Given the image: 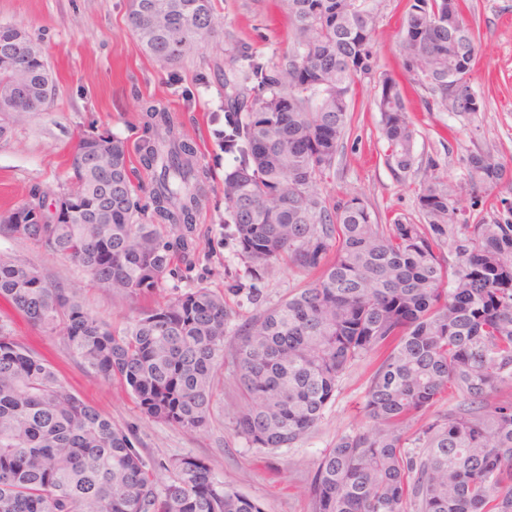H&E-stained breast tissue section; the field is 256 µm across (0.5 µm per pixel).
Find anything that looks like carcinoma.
<instances>
[{
	"label": "carcinoma",
	"mask_w": 512,
	"mask_h": 512,
	"mask_svg": "<svg viewBox=\"0 0 512 512\" xmlns=\"http://www.w3.org/2000/svg\"><path fill=\"white\" fill-rule=\"evenodd\" d=\"M292 47L269 65L238 54L233 121L218 132L236 158L224 201L243 254L256 267L286 262L319 276L238 329L236 379L245 409L236 433L258 448H290L322 418L356 361L381 359L364 409L373 425L342 436L317 463L311 512H512V223L459 210L453 187L424 170L420 223L380 224L356 196L334 201L318 183L336 160L349 124L351 87L369 69L376 0H283ZM129 21L144 52L172 65L216 34L212 0H129ZM26 72L0 59V112L22 77L41 83L40 43ZM405 71L425 87L428 109L473 114L455 93L469 82L478 47L459 0H413L402 28ZM424 61L429 73H413ZM386 164L398 179L414 172L415 132L398 75L384 72L375 101ZM151 132L139 156L152 173V215L141 219L125 142L112 137V171L86 165L85 134L71 156L72 182L43 211L44 197L0 215V234L26 239L86 271L102 291L134 295L171 265L176 224L190 226L208 173L176 117L142 106ZM476 184L506 173L485 152L468 157ZM104 215L109 223L96 224ZM0 299L52 330L87 372L118 378L143 414L186 431L210 417L224 362V298L193 288L141 312L121 332L91 317L38 267L0 258ZM445 392L456 399L428 420L413 443L406 428ZM158 484L129 435L77 397L46 359L0 325V512H262L185 455Z\"/></svg>",
	"instance_id": "cac0c4a2"
}]
</instances>
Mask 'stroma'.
<instances>
[{"label": "stroma", "instance_id": "35a3bbf8", "mask_svg": "<svg viewBox=\"0 0 512 512\" xmlns=\"http://www.w3.org/2000/svg\"><path fill=\"white\" fill-rule=\"evenodd\" d=\"M410 4L380 0L371 69L352 87L351 124L329 177L320 185L330 198L362 197L383 224L397 217H419L422 175L415 172L401 180L392 173L384 159L375 106L381 73L402 69L401 26ZM213 6L217 35L212 43L165 67L141 50L128 20V0H0V24L22 29L41 44L55 81L46 111L4 121L0 212L27 201L35 190L54 196L68 177V161L80 134L107 131L124 139L130 153H138L144 139L143 102L154 101L175 112L182 131L196 143L208 172V192L196 223L173 229L174 236H186L193 247L175 255L155 287L127 298L105 294L80 268L7 235H0V257L36 265L49 283L76 296L91 316L119 330L140 311L166 304L189 289L207 287L223 295L231 319L207 427L187 432L147 419L119 379L86 372L67 349L62 330L34 326L3 301L0 323L8 325L18 342L46 358L74 394L111 416L144 458L158 465L160 481L171 477L161 470L162 462L192 455L256 500L264 512H311L308 488L317 460L341 436L369 424L364 400L379 357L366 356L346 372L322 419L292 447L256 448L235 434V419L245 406L233 365L237 330L256 304H278L315 274L285 263L258 271L241 253L224 205V178L235 161L217 138L232 92L226 80L238 50L245 47L263 62H277L291 47L288 11L283 0H213ZM462 7L479 44L470 86L480 110L469 116L428 111L427 90L403 80L416 130L415 154L419 165L435 163L467 213L512 222V0H463ZM477 151L491 153L509 170L493 188L470 181L467 159Z\"/></svg>", "mask_w": 512, "mask_h": 512}]
</instances>
